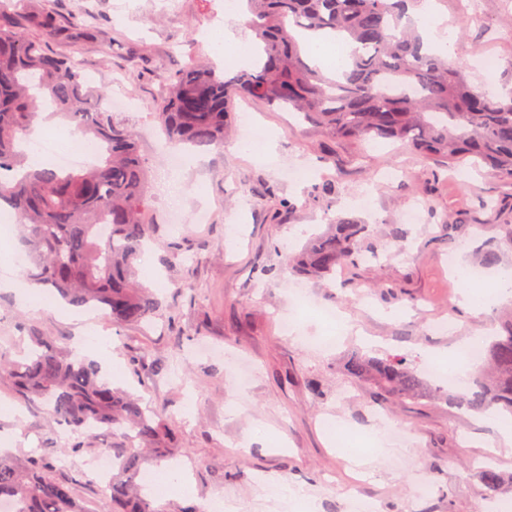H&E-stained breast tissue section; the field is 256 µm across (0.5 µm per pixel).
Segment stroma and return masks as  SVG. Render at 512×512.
I'll return each instance as SVG.
<instances>
[{"label":"stroma","instance_id":"obj_1","mask_svg":"<svg viewBox=\"0 0 512 512\" xmlns=\"http://www.w3.org/2000/svg\"><path fill=\"white\" fill-rule=\"evenodd\" d=\"M59 14L86 12L90 34L74 54L95 85L128 94L134 104L119 118L138 134L152 184L147 219L156 226L150 252L156 265L143 284L164 301L160 316L139 326H118L98 314L67 307L22 308L13 294L0 292V349L15 354L19 324H33L73 348L92 336L109 341L112 353L100 361L104 379L141 396L173 427L181 450L176 463L184 491L152 495L162 512H187L222 498L237 512H282L270 486L311 496L313 512H352L355 501L368 512H488L491 503L512 506V445L501 444L483 414L456 405L455 391L437 389L424 373L435 352L482 340L512 313V300L489 311L458 306V279L448 255L480 271L485 288L495 289L500 272L512 270L504 246L512 232V186L483 172L450 170L446 163L419 158L397 143L364 145L327 136L316 126L295 123L287 112L240 96L230 103L229 135L223 149L193 150L181 169L185 190L181 228L169 222L163 182L169 171L155 116V67L176 70L189 58H211L205 33L220 30L226 48L252 40L247 13H239L232 34L219 0H55ZM439 16L455 42L453 60L484 78L481 57L498 56L492 86L512 88V0H444ZM121 53H112L113 43ZM260 121L276 139L265 158L249 157L244 118ZM308 171L292 181L289 167ZM330 181L335 213L373 225L364 248L378 261L347 266L335 277L301 279L300 285L324 305L336 306L349 330L304 313L286 281H272L267 268L299 251L315 230H326L330 213L314 192ZM370 196V207L358 200ZM494 210L483 209L482 200ZM420 207L408 224L405 211ZM209 220L194 223L195 209ZM181 238L186 251L167 265L157 262L166 241ZM498 249L492 266H482L483 248ZM300 317L298 336L283 335V317ZM444 319L449 333L432 336L429 321ZM336 336L334 347L320 344ZM143 349L156 373L141 383L130 352ZM406 357L420 376V389L404 398L374 375L349 371L352 360L372 363ZM0 448L27 456L49 449L63 456L60 428L43 411L20 406L0 386ZM339 421L359 441L360 466L347 467L336 454L322 421ZM403 433L405 444L379 451L372 441L378 426ZM501 476L495 490L479 479L484 463ZM428 481L430 494L415 500L411 482Z\"/></svg>","mask_w":512,"mask_h":512}]
</instances>
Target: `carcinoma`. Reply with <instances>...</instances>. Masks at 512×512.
<instances>
[{"label": "carcinoma", "instance_id": "cac0c4a2", "mask_svg": "<svg viewBox=\"0 0 512 512\" xmlns=\"http://www.w3.org/2000/svg\"><path fill=\"white\" fill-rule=\"evenodd\" d=\"M424 0H246L257 39L255 63L236 72L192 61L182 70L159 68L158 115L174 147L224 146L228 104L245 96L287 108L334 138L398 139L426 158L453 169L466 160L512 183V92L493 94L470 74L425 47L413 14ZM24 13L35 40L4 23ZM88 23L80 12L65 17L33 13L27 0H0V208L18 220L25 281L74 306H94L113 322L138 326L156 318L159 302L134 278L155 225L145 221L149 170L132 129L104 105L108 87H89L77 59L46 44L74 43ZM329 32L355 44L348 68L331 73L309 62L305 33ZM75 126L97 145V161L76 171L25 164L19 147L43 111ZM105 226L109 236H101ZM369 225L350 218L314 237L288 264L294 274L321 277L364 259ZM28 346L18 358L0 352V385L34 406H44L65 427L71 465L46 454L21 459L0 451V499L14 512H82L70 476L77 460L97 453L93 429L112 431L118 461L103 493L101 512H161L141 495L138 475L176 456L175 433L127 392L100 376L99 366L60 347L28 325ZM488 371L473 378L459 405L476 412L500 406L512 412V321L491 337ZM378 377L405 397L418 379L401 358L375 363ZM135 433L128 443L124 431Z\"/></svg>", "mask_w": 512, "mask_h": 512}]
</instances>
